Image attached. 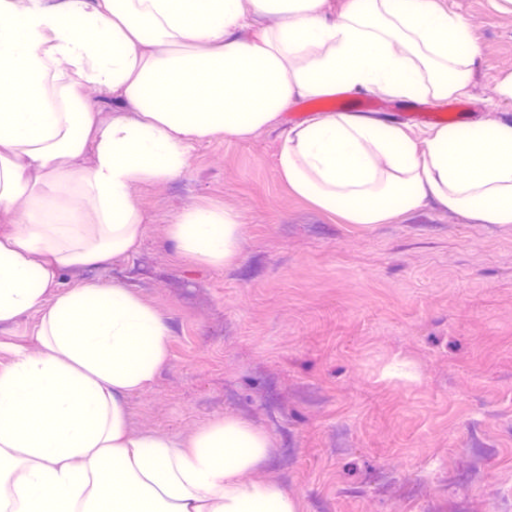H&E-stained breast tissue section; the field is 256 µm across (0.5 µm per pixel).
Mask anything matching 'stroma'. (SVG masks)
Wrapping results in <instances>:
<instances>
[{
	"label": "stroma",
	"mask_w": 512,
	"mask_h": 512,
	"mask_svg": "<svg viewBox=\"0 0 512 512\" xmlns=\"http://www.w3.org/2000/svg\"><path fill=\"white\" fill-rule=\"evenodd\" d=\"M465 16L483 56L465 103L489 109L512 73V0H439ZM341 109L415 130L439 102L381 94L300 101L291 125ZM277 134L195 146L188 175L138 185L139 251L93 272L166 312L172 363L129 401L134 431L183 435L234 412L274 437L254 479L276 478L303 512H512V225L430 204L349 224L296 196L274 167ZM190 206L234 208L245 258L198 267L167 226Z\"/></svg>",
	"instance_id": "stroma-1"
}]
</instances>
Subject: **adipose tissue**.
<instances>
[{
  "label": "adipose tissue",
  "instance_id": "obj_1",
  "mask_svg": "<svg viewBox=\"0 0 512 512\" xmlns=\"http://www.w3.org/2000/svg\"><path fill=\"white\" fill-rule=\"evenodd\" d=\"M0 0V512H301L280 482L244 480L273 439L233 413L192 435L131 429L130 397L171 362L168 317L120 281L65 274L135 254L136 183L187 173L194 147L278 129L294 194L350 224L427 201L512 224V122L430 128L295 103L336 92L400 102L466 97L481 50L437 0ZM117 107L102 120L84 94ZM202 267L243 258L239 214L189 207L168 227ZM37 314V350L4 329ZM52 495H45V487Z\"/></svg>",
  "mask_w": 512,
  "mask_h": 512
}]
</instances>
